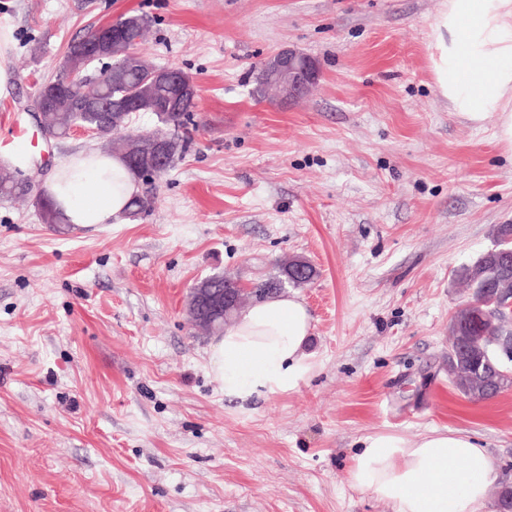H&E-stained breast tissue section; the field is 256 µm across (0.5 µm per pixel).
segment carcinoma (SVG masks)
<instances>
[{
	"label": "carcinoma",
	"mask_w": 512,
	"mask_h": 512,
	"mask_svg": "<svg viewBox=\"0 0 512 512\" xmlns=\"http://www.w3.org/2000/svg\"><path fill=\"white\" fill-rule=\"evenodd\" d=\"M150 20L144 15H124L115 21V27L124 30L126 44L131 48L138 46L148 28ZM98 58L107 62L105 72L108 77L97 78L86 84L81 96L60 91L55 85L56 78H50L43 86V121L49 130L60 138L68 135L72 126L86 122L82 112L83 102L97 97L120 98L133 94L140 99L139 111L155 116L159 127L135 138L122 135L129 122V116L117 113L113 123L108 125L105 136L100 140L103 149L128 160V148L133 144L148 142L151 139L172 132L178 142L173 147V157L185 153L190 146L187 135V123L191 121L196 102L186 98L178 110L166 106L171 90L160 87L150 93L143 89L147 84V74L136 71L129 64L130 58L112 55V46L99 44L98 31L90 29L79 40L68 47L65 62L84 71L90 67V61ZM114 70L127 71L124 82L114 86L110 74ZM0 193L24 196L26 190L18 183L15 170L10 166L0 168ZM152 201L145 195L131 198L126 208V217L136 218L150 211ZM496 244L510 250L508 256L490 250L484 251L475 261L463 264L457 270V278L470 290V297L452 317L449 325L451 350L448 351V373L454 388L464 397L480 401L512 387V377L503 378L493 369L485 358L486 348L497 344L506 334L512 333V321L494 324L479 314L466 317L465 312L477 305L489 302L500 304L512 300V224H501L495 232Z\"/></svg>",
	"instance_id": "obj_1"
}]
</instances>
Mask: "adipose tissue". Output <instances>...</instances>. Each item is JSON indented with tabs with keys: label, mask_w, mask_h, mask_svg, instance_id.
Instances as JSON below:
<instances>
[{
	"label": "adipose tissue",
	"mask_w": 512,
	"mask_h": 512,
	"mask_svg": "<svg viewBox=\"0 0 512 512\" xmlns=\"http://www.w3.org/2000/svg\"><path fill=\"white\" fill-rule=\"evenodd\" d=\"M439 91L465 120L495 121L512 151V0H446L431 25ZM44 191L66 223L86 228L120 219L139 185L125 163L99 150L69 155ZM312 318L302 301L276 294L242 310L210 348L214 377L228 397L284 394L313 370ZM353 488L391 512H484L494 465L468 434L434 429L410 440L365 436L348 468Z\"/></svg>",
	"instance_id": "1"
}]
</instances>
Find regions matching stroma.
<instances>
[{"label": "stroma", "instance_id": "obj_1", "mask_svg": "<svg viewBox=\"0 0 512 512\" xmlns=\"http://www.w3.org/2000/svg\"><path fill=\"white\" fill-rule=\"evenodd\" d=\"M444 2L0 0V139L17 120L39 136L16 161L36 189L98 146L33 117L89 26L146 15L138 50L195 79L200 123L137 220L61 234L34 195L0 200V512H391L349 483L357 441L434 428L470 432L512 485V389L472 401L448 377L455 271L512 224V152L437 88ZM286 46L321 77L281 106L252 90ZM292 257L317 270L294 290L316 366L292 392L225 397L186 298Z\"/></svg>", "mask_w": 512, "mask_h": 512}]
</instances>
